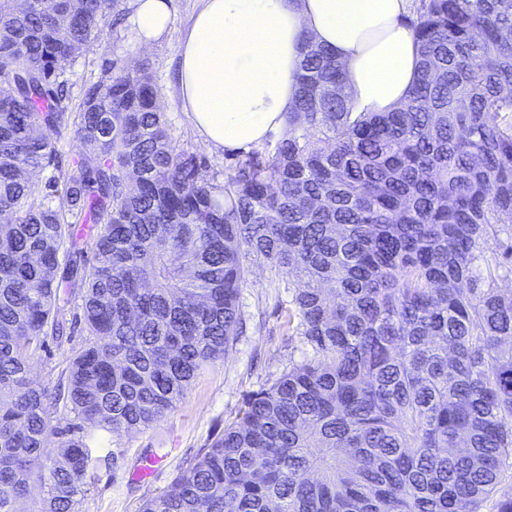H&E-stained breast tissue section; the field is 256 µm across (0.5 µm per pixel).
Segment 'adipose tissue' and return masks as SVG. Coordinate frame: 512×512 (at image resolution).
<instances>
[{
    "label": "adipose tissue",
    "instance_id": "adipose-tissue-1",
    "mask_svg": "<svg viewBox=\"0 0 512 512\" xmlns=\"http://www.w3.org/2000/svg\"><path fill=\"white\" fill-rule=\"evenodd\" d=\"M408 8V0H202L180 46L178 82L199 138L246 151L284 132L305 32L342 62L358 110L402 106L419 61L403 21ZM170 17V0H134L130 43L142 49L159 41Z\"/></svg>",
    "mask_w": 512,
    "mask_h": 512
}]
</instances>
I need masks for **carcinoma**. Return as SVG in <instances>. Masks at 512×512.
<instances>
[{
    "label": "carcinoma",
    "instance_id": "obj_1",
    "mask_svg": "<svg viewBox=\"0 0 512 512\" xmlns=\"http://www.w3.org/2000/svg\"><path fill=\"white\" fill-rule=\"evenodd\" d=\"M122 3L0 0V512L36 484L31 512H78L112 460L93 442L161 420L237 340L257 260L299 282L309 353L140 512H512V244L489 247L512 224V0H413L392 112L357 111L305 36L288 132L208 177L148 59L73 94L75 48ZM75 299L87 340L51 389L31 361Z\"/></svg>",
    "mask_w": 512,
    "mask_h": 512
}]
</instances>
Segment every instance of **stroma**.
Segmentation results:
<instances>
[{
	"mask_svg": "<svg viewBox=\"0 0 512 512\" xmlns=\"http://www.w3.org/2000/svg\"><path fill=\"white\" fill-rule=\"evenodd\" d=\"M200 4L201 0H172L166 36L142 50L132 49L127 39L117 38L111 27H104L77 54L68 78L73 86H81L98 76L103 58L114 52L130 59H149L173 137L184 149L204 157L209 171L228 172L239 153L204 146L178 93L179 49ZM291 298V291L277 286L266 265H251L241 290L247 324L244 335L223 360L200 371L173 412L150 427L112 436L114 460L97 469L81 499L80 512H139L144 500L164 490L201 448L222 434L225 421L235 416L248 393L271 384L289 365L303 360L306 346L288 330ZM84 341L83 332L78 331L69 343L49 346L33 361V375L55 386L74 349ZM149 455L161 456V465L149 481L134 479L141 459Z\"/></svg>",
	"mask_w": 512,
	"mask_h": 512,
	"instance_id": "obj_1",
	"label": "stroma"
}]
</instances>
